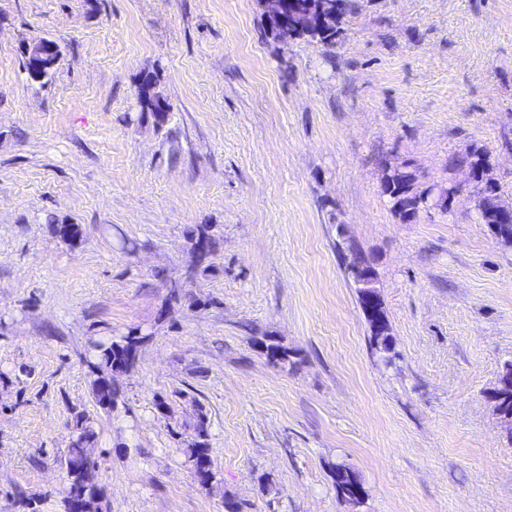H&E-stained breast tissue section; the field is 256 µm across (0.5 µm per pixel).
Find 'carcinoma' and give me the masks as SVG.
I'll use <instances>...</instances> for the list:
<instances>
[{"label":"carcinoma","instance_id":"1","mask_svg":"<svg viewBox=\"0 0 512 512\" xmlns=\"http://www.w3.org/2000/svg\"><path fill=\"white\" fill-rule=\"evenodd\" d=\"M302 2L306 3V7L319 12L320 24L310 31H294L291 39L308 38L325 46L336 45L342 19L356 8L354 0H341L339 7L336 6V0ZM454 163L479 170L487 168L488 159L483 150L474 148L465 156L455 159ZM385 178L390 180L391 194L395 197V200L390 202L391 208L402 220L412 222L421 211L431 207L427 193L417 191L416 176L413 172L404 167H397L390 170ZM477 193L481 195L482 223L496 226L499 224L498 210L501 202L495 190L481 185L477 187ZM210 230L211 226L207 224H200L191 229V248H196L202 242L214 245ZM149 338V334L135 328L124 335L93 343L95 361L88 365V376L93 400L100 409L110 412L117 406L120 391L114 383V374L125 373L134 366L138 349ZM196 418L194 434L185 442L183 454L200 485L211 487L219 482V475L212 466L203 407H198ZM97 436L93 415L86 410L74 412L71 418L69 445L62 460L69 485L68 495L64 500L65 512L110 510L94 477L95 463L92 461V451L96 446Z\"/></svg>","mask_w":512,"mask_h":512}]
</instances>
